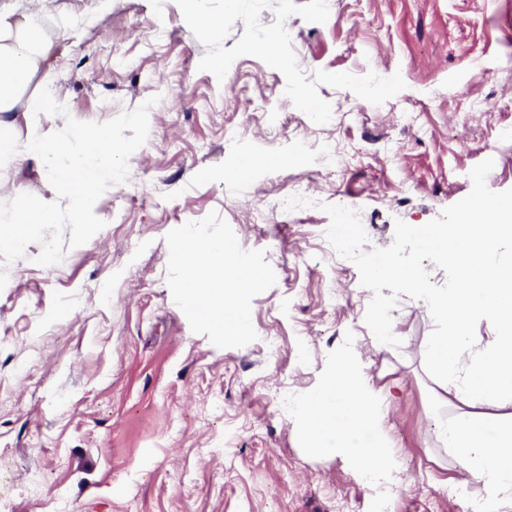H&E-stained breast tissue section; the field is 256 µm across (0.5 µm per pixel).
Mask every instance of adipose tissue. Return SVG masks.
<instances>
[{
    "instance_id": "adipose-tissue-1",
    "label": "adipose tissue",
    "mask_w": 512,
    "mask_h": 512,
    "mask_svg": "<svg viewBox=\"0 0 512 512\" xmlns=\"http://www.w3.org/2000/svg\"><path fill=\"white\" fill-rule=\"evenodd\" d=\"M37 12L21 17L0 12V112L12 111L29 81L47 62L51 44L39 28L38 11L50 0H36ZM436 262L450 266L454 279L447 289L429 287L417 264L399 260L369 270L370 280L391 279L424 297L443 329L431 337L427 359L451 408L449 418L437 420L438 442L454 460L457 472L450 484L467 489L469 512H482L485 503L512 506V265L488 261L487 255L512 241V205L502 202L463 203L452 228L436 226ZM174 260L187 270L190 293L223 300L225 313L217 317L220 330L240 331L245 317L235 309L237 287L254 282L237 259L230 243L208 240L204 245H180ZM487 320L494 334L475 347L472 324ZM393 397L391 385H377L357 356L337 366L330 380L312 396L299 400L296 418L308 425L312 440H329L334 451L359 476L373 485L389 487L400 468L396 456L381 442L364 443L361 433L377 429ZM348 415L336 421L337 410Z\"/></svg>"
}]
</instances>
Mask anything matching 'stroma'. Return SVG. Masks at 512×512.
<instances>
[{
  "label": "stroma",
  "instance_id": "obj_1",
  "mask_svg": "<svg viewBox=\"0 0 512 512\" xmlns=\"http://www.w3.org/2000/svg\"><path fill=\"white\" fill-rule=\"evenodd\" d=\"M306 74H401L376 106L327 85L313 123L284 75L252 56L224 79L199 70L203 44L174 0H55L40 20L57 44L51 92L81 121L150 97L149 136L126 182L97 201L104 228L51 266L38 245L0 290V499L9 512H465L442 489L452 461L433 434L440 331L425 300L326 238L350 212L364 250L416 262L459 204L512 201V0H332L325 23L288 19ZM307 154L295 155L296 143ZM335 143L339 163L322 156ZM256 166L238 187L239 157ZM480 168L484 180L470 179ZM312 196L285 212L298 187ZM55 199L35 157L0 168V201ZM232 242L257 276L238 294L242 330H216L219 304L192 297L171 254L184 232ZM394 313L379 347L374 313ZM278 332L271 355L259 336ZM359 353L398 381L382 432L401 468L361 479L281 398L324 387Z\"/></svg>",
  "mask_w": 512,
  "mask_h": 512
}]
</instances>
